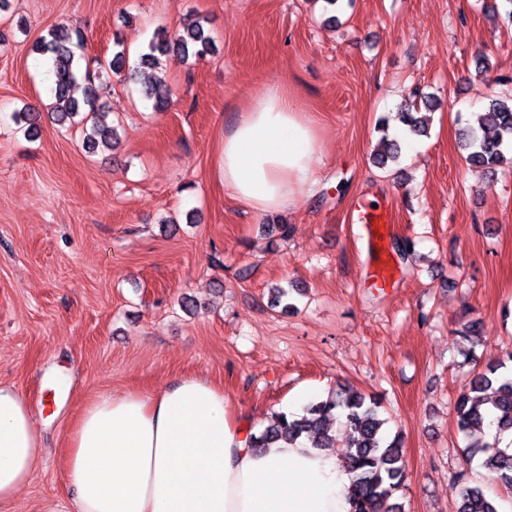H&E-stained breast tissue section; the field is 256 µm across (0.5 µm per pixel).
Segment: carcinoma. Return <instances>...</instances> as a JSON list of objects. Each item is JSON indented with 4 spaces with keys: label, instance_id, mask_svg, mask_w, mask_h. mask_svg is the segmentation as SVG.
I'll list each match as a JSON object with an SVG mask.
<instances>
[{
    "label": "carcinoma",
    "instance_id": "1",
    "mask_svg": "<svg viewBox=\"0 0 512 512\" xmlns=\"http://www.w3.org/2000/svg\"><path fill=\"white\" fill-rule=\"evenodd\" d=\"M214 43L203 21L195 19L187 24L182 34L171 39L165 29H158L140 55V62L151 68L159 67L158 55L176 52L184 59L199 60L212 52ZM34 50L50 59L55 77L52 101L46 105L56 124L72 128L82 126L83 143L93 152L100 146H112L115 127L99 120L102 105L94 89L95 81L110 77L123 69L126 50L116 52L112 59L98 62L94 70H80L78 61L84 50V37L76 29L63 25L48 29L40 37ZM84 82L83 99L73 96L74 88ZM158 110L167 107L171 87L163 76H154L145 89ZM435 102L421 96L413 108L398 113V120L416 135L427 134L429 118L421 109L433 110ZM475 123L460 130L465 161L493 173L504 160L505 151L512 147V95L492 94L482 111L474 113ZM40 114L30 108L13 112L16 124L26 126L25 136L36 128ZM388 119L378 121L383 136L377 143L373 159L384 167L395 161L399 145L386 135ZM512 351L477 371L469 379L456 401L458 432L468 440L466 458L482 455V467L491 480L512 487V440L500 446L503 436L512 434ZM381 402L352 386H344L326 398L309 403L303 413L280 412L272 416L269 425L252 436L255 448H269L280 442L295 443L304 438L312 448H325L334 429L343 432L346 453L354 473L352 485L353 512H400V505L392 502L393 495L405 480L403 440L400 433L390 434L388 419L381 415ZM457 512H498L493 499L479 486L463 484L459 492Z\"/></svg>",
    "mask_w": 512,
    "mask_h": 512
}]
</instances>
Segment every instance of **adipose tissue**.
Listing matches in <instances>:
<instances>
[{
  "label": "adipose tissue",
  "mask_w": 512,
  "mask_h": 512,
  "mask_svg": "<svg viewBox=\"0 0 512 512\" xmlns=\"http://www.w3.org/2000/svg\"><path fill=\"white\" fill-rule=\"evenodd\" d=\"M316 128L271 85L225 128L217 175L225 193L259 212L287 208L319 177ZM42 459L26 397L0 382V503ZM65 478L74 512H351L352 475L336 454L304 443L252 448L223 388L187 375L160 391L102 392L69 433Z\"/></svg>",
  "instance_id": "ef3b65f1"
}]
</instances>
